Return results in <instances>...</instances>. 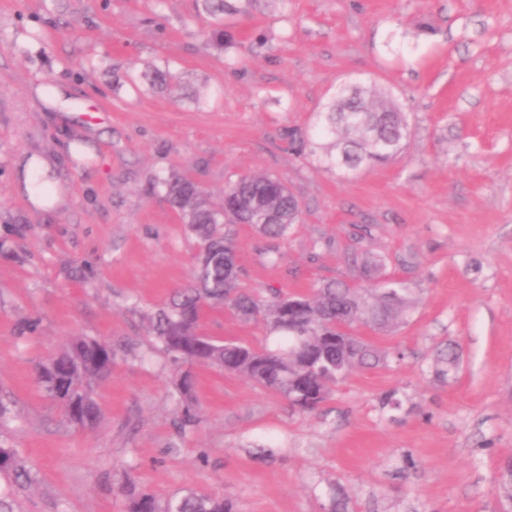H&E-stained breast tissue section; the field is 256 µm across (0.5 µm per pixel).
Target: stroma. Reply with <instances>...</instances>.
Returning a JSON list of instances; mask_svg holds the SVG:
<instances>
[{
    "label": "stroma",
    "instance_id": "obj_1",
    "mask_svg": "<svg viewBox=\"0 0 512 512\" xmlns=\"http://www.w3.org/2000/svg\"><path fill=\"white\" fill-rule=\"evenodd\" d=\"M236 26L219 49L197 0H0V444L32 476L12 488L17 512H123L126 476L162 498L218 491L238 512H512L498 491L512 460V0H288L286 17ZM152 64L178 74L168 92L149 90ZM368 78L404 106L402 155L345 174L298 154L289 130L308 131L336 83ZM257 173L303 215L279 266L240 228L243 284L356 279L346 254L372 225L364 250L420 298L372 337L404 357L352 371L310 413L194 366L199 422L179 434L173 368L147 353L141 314L188 281L197 242L157 180L189 177L218 205ZM205 331L265 336L226 312ZM73 336L119 347L85 429L36 381Z\"/></svg>",
    "mask_w": 512,
    "mask_h": 512
}]
</instances>
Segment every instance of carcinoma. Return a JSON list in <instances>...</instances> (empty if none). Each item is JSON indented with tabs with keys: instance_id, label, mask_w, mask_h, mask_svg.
<instances>
[{
	"instance_id": "carcinoma-1",
	"label": "carcinoma",
	"mask_w": 512,
	"mask_h": 512,
	"mask_svg": "<svg viewBox=\"0 0 512 512\" xmlns=\"http://www.w3.org/2000/svg\"><path fill=\"white\" fill-rule=\"evenodd\" d=\"M211 20L216 47L233 41L228 30L238 15H252L281 0H199ZM149 85L168 89L172 75L153 67L145 73ZM320 140L319 161L329 170L356 171L363 165L384 164L401 153L410 136L402 106L375 84L345 83L315 122ZM157 183L179 213L185 229L198 240L200 251L190 282L167 302L144 315L150 348L170 356L188 370L175 382L184 404L174 422L183 432L194 425V381L189 368L217 367L286 399L302 412L316 410L331 387L356 368H373L388 361L361 330L391 334L406 324L417 305L415 292L403 281L386 279L385 260L364 254L360 267L366 280L379 285L364 288L343 281H326L304 293L273 292L264 297L241 286L235 239L237 227L247 225L266 241L263 254L271 264L281 261L280 244L300 222L301 205L282 180L269 174H250L225 185L221 206L184 176L160 177ZM227 311L242 323H260L272 342L257 345L216 339L202 332L205 317ZM116 348L75 336L58 355L36 370L39 386L60 406L65 419L84 428L99 417L91 384L112 373ZM456 365L449 348L439 350L436 374L446 379ZM0 473L14 480L30 475L15 448L0 446ZM126 512H235L232 502L214 492L190 491L164 499L152 493L128 491Z\"/></svg>"
}]
</instances>
